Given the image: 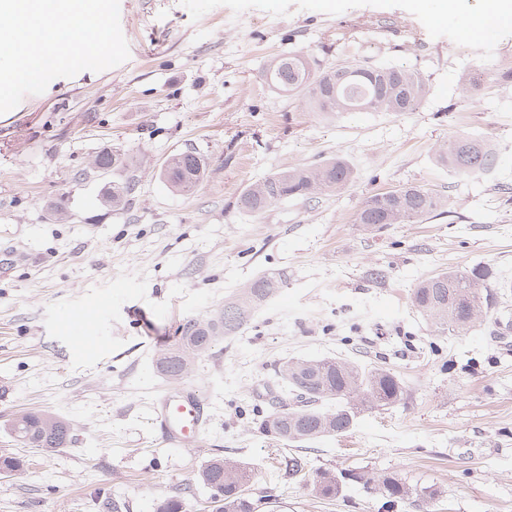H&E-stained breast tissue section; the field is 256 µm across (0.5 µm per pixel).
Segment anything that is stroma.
<instances>
[{
  "label": "stroma",
  "instance_id": "stroma-1",
  "mask_svg": "<svg viewBox=\"0 0 512 512\" xmlns=\"http://www.w3.org/2000/svg\"><path fill=\"white\" fill-rule=\"evenodd\" d=\"M482 8L462 0L447 21L417 0H120L127 61L55 79L0 114V259L12 261L0 273V456L23 463L0 471V512H156L178 488L185 512H210L195 475L215 455L253 467L254 498L287 512H512V291L489 288L492 318L456 335H435L411 303L440 272L486 266L512 279V155L490 181L434 159L453 135L512 143V83L496 78L512 70V24L464 36ZM291 51L324 68L403 64L430 92L414 112H307L262 78ZM478 74V96L463 95ZM185 149L207 170L180 195L160 172ZM103 152L123 164L91 172ZM332 156L355 172L340 193L240 208L251 183ZM130 178L129 209L105 207L104 187ZM405 184L446 197V213L357 223L368 196ZM282 270L287 288L195 363L189 381L212 412L202 442L162 444L150 404L172 385L155 367L167 336ZM80 309L76 340L65 323ZM322 357L389 369L405 395L341 436L264 434L279 365ZM31 409L69 421L71 442L15 441L3 423ZM294 453L308 473L337 476L336 498L288 478ZM384 476L411 495L385 503L374 489Z\"/></svg>",
  "mask_w": 512,
  "mask_h": 512
}]
</instances>
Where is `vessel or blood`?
<instances>
[{
	"label": "vessel or blood",
	"instance_id": "1",
	"mask_svg": "<svg viewBox=\"0 0 512 512\" xmlns=\"http://www.w3.org/2000/svg\"><path fill=\"white\" fill-rule=\"evenodd\" d=\"M152 415L162 442L186 448L200 443L210 423L206 398L193 384L161 393L152 404Z\"/></svg>",
	"mask_w": 512,
	"mask_h": 512
}]
</instances>
